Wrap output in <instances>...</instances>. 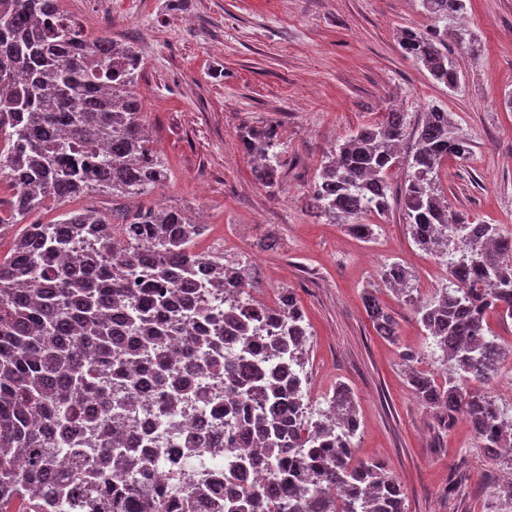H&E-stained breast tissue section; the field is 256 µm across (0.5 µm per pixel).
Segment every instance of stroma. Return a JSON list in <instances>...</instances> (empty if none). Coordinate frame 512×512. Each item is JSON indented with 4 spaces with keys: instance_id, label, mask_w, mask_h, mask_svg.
<instances>
[{
    "instance_id": "1",
    "label": "stroma",
    "mask_w": 512,
    "mask_h": 512,
    "mask_svg": "<svg viewBox=\"0 0 512 512\" xmlns=\"http://www.w3.org/2000/svg\"><path fill=\"white\" fill-rule=\"evenodd\" d=\"M88 34L131 46L135 90L168 178L145 203L182 209L205 226L195 251L222 248L246 265L266 297L291 289L310 326L311 412L337 383L357 400L356 456L385 464L402 485L405 512H493L491 487L512 471L492 459L463 419L441 422L407 382L406 361L443 378L435 347L415 319L445 275L414 244L400 203L373 217L375 235H350L317 217L307 196L326 152L395 109L417 123L441 107L473 142L440 181L450 211L512 229V0H466L480 50L453 49L456 91L402 53L397 33L430 28L420 0H62ZM274 126L282 178L267 188L242 152L244 127ZM416 278L413 298L381 287V265ZM377 297L399 336H378L364 306Z\"/></svg>"
}]
</instances>
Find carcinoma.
Here are the masks:
<instances>
[{
  "label": "carcinoma",
  "mask_w": 512,
  "mask_h": 512,
  "mask_svg": "<svg viewBox=\"0 0 512 512\" xmlns=\"http://www.w3.org/2000/svg\"><path fill=\"white\" fill-rule=\"evenodd\" d=\"M421 6L433 27L402 30L401 50L452 92L461 73L444 39L478 53L460 22L465 0ZM140 65L132 48L87 35L62 12L61 0H0V174L14 188L0 227L49 198L107 191L115 202L146 196L167 180L133 91ZM239 138L255 179L268 188L280 184L276 129L247 127ZM409 138L414 147L401 157L396 146ZM94 142L105 144L103 155L84 150ZM471 154L445 110L429 108L412 128L405 113L390 109L326 153L308 208L347 218V232L369 240L373 225L360 218L389 211L388 176L404 162L398 196L415 245L445 265L456 253L465 260L452 267L449 285L415 309L441 351L444 381L412 369L409 384L424 405L464 419L479 447L498 457L512 448V423L468 381H493L504 358L486 318L512 320V232L450 213L439 182L446 161ZM201 232L177 208L68 211L50 224L25 225L10 256L0 259V512L15 505L44 512L46 498L73 496L89 506L101 501L107 512H201L202 505L208 512H405L403 488L384 465L354 458L361 422L347 384H336L328 398L330 422L292 420L305 394L289 364L306 366L311 336L293 293H281L273 317L252 299L254 281L239 261L191 250ZM89 233L109 259L95 249L69 254L72 241ZM141 264L157 268L156 281L127 287ZM200 269L215 288L236 289L224 300L217 342L180 324L184 311L211 321L197 306ZM378 277L399 295L414 289V275L398 262L382 265ZM364 305L377 333L396 341L395 318L371 293ZM273 318L277 336H257L256 324ZM211 371L224 373L230 398H197L232 431L214 443L224 449V484L204 480L181 494L193 439L187 456L172 455L167 478L147 484L142 458L124 447L120 422L141 374L184 391ZM94 391L107 398L90 414L85 405ZM256 459L267 464L270 481L237 487Z\"/></svg>",
  "instance_id": "1"
}]
</instances>
